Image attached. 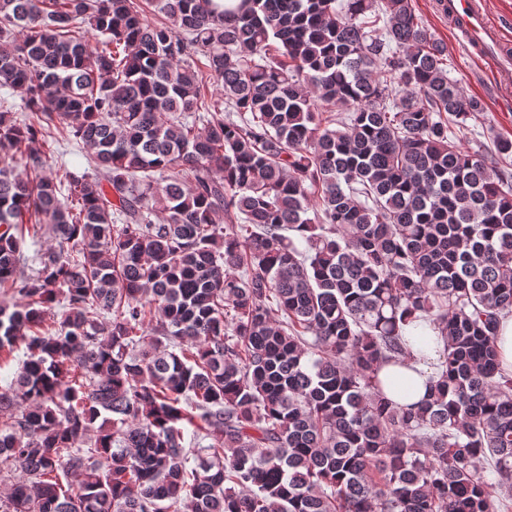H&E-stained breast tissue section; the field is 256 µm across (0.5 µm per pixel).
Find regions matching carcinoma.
<instances>
[{"mask_svg": "<svg viewBox=\"0 0 512 512\" xmlns=\"http://www.w3.org/2000/svg\"><path fill=\"white\" fill-rule=\"evenodd\" d=\"M243 2L0 0V512H512V140L411 0ZM412 365L415 370L391 365L382 368L380 377L383 380L401 379L409 384V388L405 392H397L385 388V392L391 400L400 404H416L426 397L428 391V376L431 374L432 370L429 365L423 363V361Z\"/></svg>", "mask_w": 512, "mask_h": 512, "instance_id": "1", "label": "carcinoma"}]
</instances>
